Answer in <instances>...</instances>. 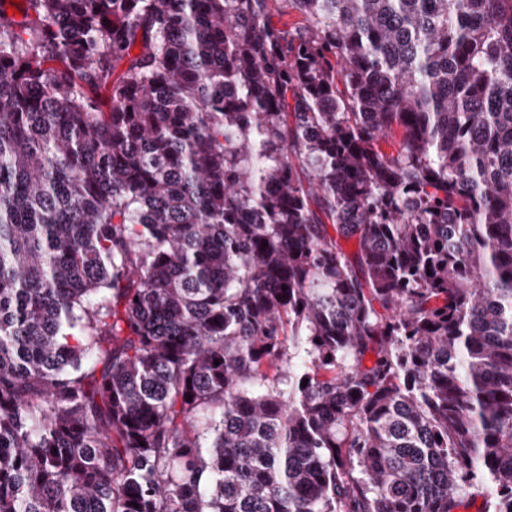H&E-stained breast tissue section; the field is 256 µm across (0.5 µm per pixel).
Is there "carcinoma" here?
I'll return each instance as SVG.
<instances>
[{"label": "carcinoma", "mask_w": 512, "mask_h": 512, "mask_svg": "<svg viewBox=\"0 0 512 512\" xmlns=\"http://www.w3.org/2000/svg\"><path fill=\"white\" fill-rule=\"evenodd\" d=\"M17 10L0 512H512V0Z\"/></svg>", "instance_id": "cac0c4a2"}]
</instances>
